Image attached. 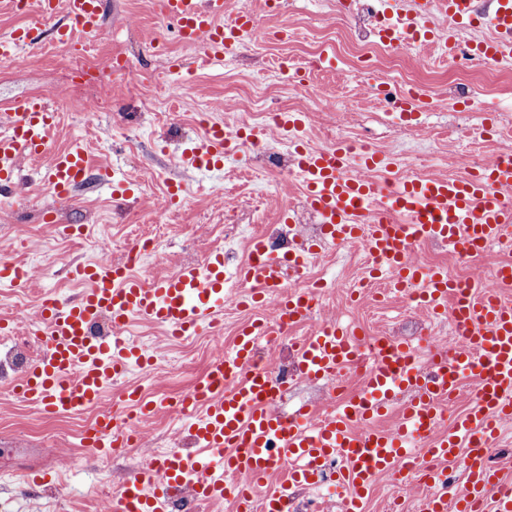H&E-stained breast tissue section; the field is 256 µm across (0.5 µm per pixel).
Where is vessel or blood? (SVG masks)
<instances>
[{
  "label": "vessel or blood",
  "instance_id": "1",
  "mask_svg": "<svg viewBox=\"0 0 512 512\" xmlns=\"http://www.w3.org/2000/svg\"><path fill=\"white\" fill-rule=\"evenodd\" d=\"M161 6L178 39L203 46L212 60L234 55L239 33L255 28L252 12L230 10L229 0H161ZM39 8L44 19L65 14L66 24L54 31L61 46L70 44L76 32L95 34L103 28L101 0H39ZM394 10V19L377 25L379 40L414 43L433 36L444 23L448 30L438 43L446 59L471 49L488 61H512V0H492L491 9L480 15L474 0H394ZM227 14L232 20L226 24ZM462 25L480 34L467 47L456 33ZM39 39L38 27L16 28L0 40V56L15 55ZM0 123L7 127L0 135V195L9 196L21 158L45 155L58 114L46 98L36 96L18 100L0 114ZM232 138L229 129L213 126L182 153L181 161L193 169L221 167ZM294 162L323 243L362 245L391 287L422 286L421 308L436 316L449 314L459 345L432 349L422 363L411 343L386 336L368 341L338 322L323 323L290 348L296 374L330 385L340 370L356 367L362 385L326 416L307 407L282 415L278 406L288 384L260 363V350L310 316L309 292L301 284L318 248L306 245L284 256L264 237H253L248 260L237 269L244 287L237 301L272 306V315L243 324L233 349L210 363L183 396L185 431L200 454H151L113 497L111 512H168L186 493L207 503L233 500L237 512H254L260 500L271 512H290L294 489L329 481L342 490L340 512H362L382 472L394 473L400 484L427 489L421 512H512V493L503 490L490 457L502 423L512 421V302L503 297L512 287V264L494 268L496 290L481 288L464 297L447 272L424 267L411 254L416 244L436 243L477 260L498 242L500 232L512 228V207L504 202L512 193V158L497 159L461 179L406 180L391 193L372 175L386 165L375 155L359 157L329 147L300 151ZM88 169L80 145L50 156L46 177L55 198L69 199L86 181ZM72 273L84 288L72 301H43L36 324L44 329V352L23 368L13 392L49 416L98 407L82 443L115 452L124 447L127 434L119 413L101 402L112 383L145 360L124 329L137 317L181 338L212 323L224 308V252L216 250L201 263L183 262L148 284L128 263L114 260H93ZM104 316L110 330L101 335L94 326ZM468 374L476 377L470 406L455 418L451 431L441 432L445 410ZM120 402L143 419L158 411L136 388L125 389ZM394 407L399 410L394 427L379 428L378 420ZM455 459L462 462L465 483L452 496L447 470ZM278 472L282 480L270 484Z\"/></svg>",
  "mask_w": 512,
  "mask_h": 512
}]
</instances>
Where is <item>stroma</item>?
<instances>
[{"mask_svg": "<svg viewBox=\"0 0 512 512\" xmlns=\"http://www.w3.org/2000/svg\"><path fill=\"white\" fill-rule=\"evenodd\" d=\"M358 0H274L266 11L263 0H231L232 8L250 5L256 38L224 61L207 60L197 48L185 47L173 25L155 8L154 0H104V30L82 36L87 58L96 65L90 93L105 106L93 122L78 110L72 83L75 75L53 39L25 49L28 64L0 71V113L19 99L44 96L59 114L50 135L49 153L81 143L91 175L65 203H56L44 178L46 163H22L18 193L0 197V256L30 267L28 287H0V317L36 319L42 297H75L80 286L68 277L70 264L92 260L101 239H110L114 257L141 234L159 233L158 257L147 276L172 272L180 261H199L231 240L238 248L229 265L237 267L251 236L264 225L278 223L291 200L303 193L299 174L261 166L246 147L228 155L224 166L211 171L184 168L183 150L206 134L195 122L209 112L214 122L238 117L251 125L255 112L303 113L306 126L280 136L276 129H258L273 147L312 149L349 142L387 157L396 167L421 176H449L455 153L477 150L492 160L512 153V68H496L480 58H464L458 70L435 61L421 69L414 62L416 47L400 57L371 54L372 75L399 90L407 83L422 86L429 105L409 119L392 105L372 98L358 99L356 74L362 53L352 49L370 29L357 10ZM121 54L132 67V80L121 84L106 65ZM320 57V77L328 94H339L348 111L344 118L308 102L283 75L279 63H301ZM471 84L474 97H457V82ZM135 185L131 198L113 197L110 179ZM420 263L443 268L452 278L490 276L500 262L512 261L507 246H488L477 266L443 245L416 248ZM368 273L361 247L323 249L309 269L327 293L321 317L336 318L362 336L404 337L454 346L450 320H433L401 295L350 302L347 284ZM126 334L144 346L156 363L168 366L165 379L147 378L133 369L122 387L140 388L147 399L160 402L190 389L211 361L203 334L167 338L162 329L143 320L129 324ZM96 409L48 417L7 396H0V503L11 512H107L117 489L152 452L182 448L186 435L167 413L143 420L138 448L121 449L105 457L81 444V434L95 420ZM48 473L52 481L39 487L24 484L27 475Z\"/></svg>", "mask_w": 512, "mask_h": 512, "instance_id": "obj_1", "label": "stroma"}]
</instances>
